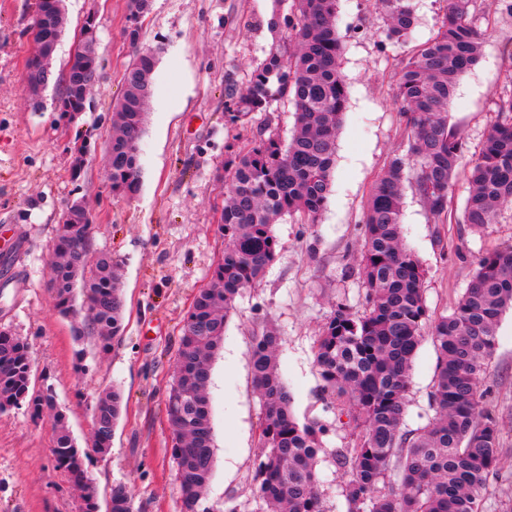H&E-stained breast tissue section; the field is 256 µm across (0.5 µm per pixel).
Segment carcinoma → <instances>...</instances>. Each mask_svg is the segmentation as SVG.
<instances>
[{"label":"carcinoma","mask_w":512,"mask_h":512,"mask_svg":"<svg viewBox=\"0 0 512 512\" xmlns=\"http://www.w3.org/2000/svg\"><path fill=\"white\" fill-rule=\"evenodd\" d=\"M337 2L294 0L285 19L291 45L252 69L244 93L228 94L233 124L243 126L286 99L294 107L295 126L289 142L276 134L261 136L231 154L224 167V252L185 320L174 368L173 381L195 396L166 406L167 417L184 419L171 433L187 512H214L205 504L214 467L208 386L235 299L258 287L277 258L274 224L285 216L315 223L331 192L337 134L348 101L339 68L343 44L336 28ZM377 2L387 17L386 39L405 40L414 25L408 0ZM470 2L447 0L437 34L400 62L395 99L409 129L408 149L390 157L364 212L360 274L365 309L358 313L336 303L316 340L314 360L322 380L318 399L324 410L347 417L345 425L357 432L354 447L324 448L332 425L319 418L301 422L293 413L277 364L279 336L264 327L253 338L252 383L262 418L252 485L263 510L286 504L288 512H328L316 470L318 455L326 450L349 474L347 512H479V495L500 468V426L485 406L482 381L500 317L512 308V244L480 257L451 314L433 320L424 296L426 272L405 244L401 223L407 181L434 219L448 218V193L466 150L462 133L448 124V105L480 52ZM152 7L153 0H129L124 33L130 43L140 40L141 21ZM61 13L60 0H40L31 29L61 37ZM158 54L135 50L124 72L123 94L112 112L109 181L114 195L131 197L139 189L140 138ZM25 76L38 93L51 80L48 61L39 55L28 59ZM100 78L99 62L74 55L58 97L59 119L72 121L85 111L87 95ZM497 112L468 168L471 189L462 223L474 230L494 223L502 208L512 206V95L499 98ZM50 266L46 288L54 307L63 315L73 312L75 289L81 288L91 330L99 348L108 350L121 336L126 302L120 264L111 253L94 249L93 225L64 212ZM426 330L439 351L431 394L434 416L407 435L401 431L406 395ZM121 403V393L112 389L90 405L93 442L106 451ZM23 406L35 420L51 417L55 468L85 489L90 475L54 390L36 386L29 344L0 330V412ZM109 512H133L126 483H112Z\"/></svg>","instance_id":"1"}]
</instances>
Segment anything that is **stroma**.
Returning a JSON list of instances; mask_svg holds the SVG:
<instances>
[{
    "instance_id": "1",
    "label": "stroma",
    "mask_w": 512,
    "mask_h": 512,
    "mask_svg": "<svg viewBox=\"0 0 512 512\" xmlns=\"http://www.w3.org/2000/svg\"><path fill=\"white\" fill-rule=\"evenodd\" d=\"M39 0H0V330L29 343L39 383L51 386L85 466L106 505L113 482L130 489L133 512H185L172 457L165 401L173 381L184 320L224 250L217 224L224 203L228 154L271 131L290 140L294 108L281 100L256 113L247 126L226 117L228 90L243 91L252 68L272 48L290 43L284 19L292 0H154L144 17L141 43L161 46L141 141L136 195L110 192L105 161L112 109L122 95L132 59L124 36L128 0H64L67 25L56 48L52 78L40 109L24 83L32 51L31 24ZM415 23L406 40L384 34L386 16L375 0H339L341 72L349 90L337 137L332 192L318 221L283 217L274 226L281 249L260 286L235 301L214 358L209 388L215 473L207 499L216 512L234 501L251 512L250 476L259 455L261 405L250 379L251 340L263 326L281 338L279 363L297 416L333 421L316 397L321 378L314 361L320 329L336 303L365 308L359 274L361 220L372 190L394 151L406 150V120L394 101V76L408 53L437 31L446 0H411ZM482 33L478 64L464 73L449 106V122L463 134L466 158L481 149L497 118L499 97L512 95V14L502 0H473ZM94 14L103 77L85 112L64 125L55 109L75 40ZM91 151L74 170V142ZM470 193L459 172L448 196V220L436 221L412 189H405L406 243L426 270L424 295L431 317L449 315L468 287L478 259L512 243V206L479 230L462 224ZM84 199L93 213L94 247L122 262L126 311L118 344L101 354L87 330L83 308L67 316L46 288L57 224L68 204ZM438 351L424 336L413 362L402 425L409 433L433 416L431 392ZM123 393L112 446L90 453V403L102 391ZM484 386L500 421L499 472L482 493L480 512H512V309L498 324ZM317 471L330 512H347L345 474L329 454L351 447L349 430L325 439ZM49 419L25 409L0 413V512H78L79 492L51 458Z\"/></svg>"
}]
</instances>
